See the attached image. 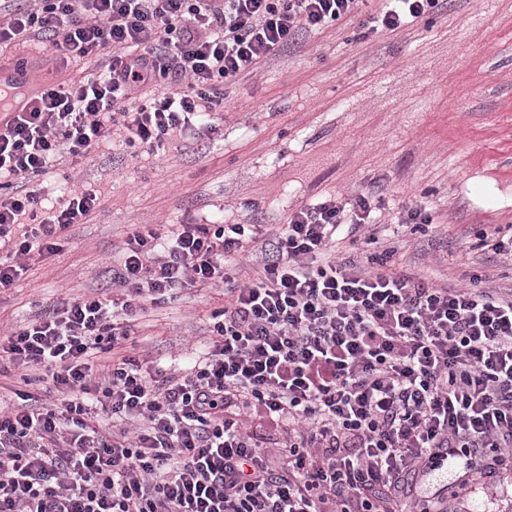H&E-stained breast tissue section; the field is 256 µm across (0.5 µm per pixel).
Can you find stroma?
<instances>
[{
  "label": "stroma",
  "mask_w": 512,
  "mask_h": 512,
  "mask_svg": "<svg viewBox=\"0 0 512 512\" xmlns=\"http://www.w3.org/2000/svg\"><path fill=\"white\" fill-rule=\"evenodd\" d=\"M356 24L308 35L240 80L214 137L163 155L121 141L72 172L97 189L88 223L61 253L32 260L0 292V328L38 318L63 296L111 294L112 261L135 224L223 213L231 224L287 223L326 196L375 192L393 217L418 206L433 224L396 263L451 284L482 275L512 289V263L477 235L512 225V0H446L432 22L355 41ZM223 287L178 291L138 316L141 345L169 370L203 350ZM451 512H512V471L450 501Z\"/></svg>",
  "instance_id": "obj_1"
}]
</instances>
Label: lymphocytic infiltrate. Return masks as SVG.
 <instances>
[{"label":"lymphocytic infiltrate","instance_id":"1","mask_svg":"<svg viewBox=\"0 0 512 512\" xmlns=\"http://www.w3.org/2000/svg\"><path fill=\"white\" fill-rule=\"evenodd\" d=\"M364 3L0 0V49L40 38L97 60L0 120V291L99 205L85 188L45 207L59 155L215 134L229 89L301 34L353 21L367 40L442 7ZM380 226L362 192L296 209L273 236L216 216L134 225L115 296L63 297L0 333V359L58 396L0 406V512H448L512 468V291L397 269ZM345 241L364 261L339 256ZM219 283L207 351L159 379L125 353L144 303Z\"/></svg>","mask_w":512,"mask_h":512}]
</instances>
